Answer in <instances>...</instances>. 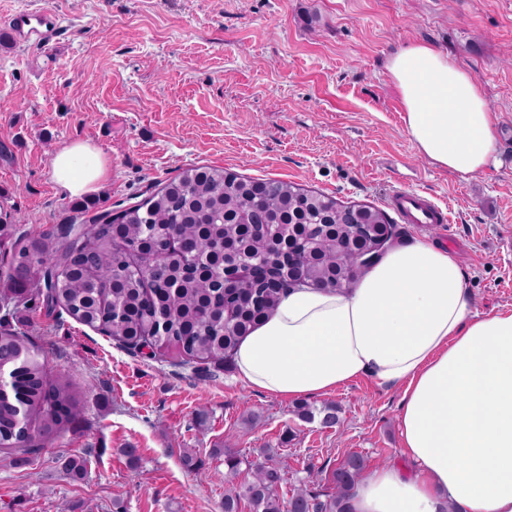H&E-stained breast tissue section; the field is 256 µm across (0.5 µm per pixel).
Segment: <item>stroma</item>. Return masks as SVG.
<instances>
[{"label":"stroma","mask_w":512,"mask_h":512,"mask_svg":"<svg viewBox=\"0 0 512 512\" xmlns=\"http://www.w3.org/2000/svg\"><path fill=\"white\" fill-rule=\"evenodd\" d=\"M53 9L49 46L14 41L6 19ZM448 52L480 82L500 157L463 178L420 158L387 59L412 42ZM101 151L102 209L143 202L195 165L295 183L388 210L393 191L452 206L447 224L397 220L401 238L456 258L479 313L512 310V0H0V204L22 231L45 230L76 201L52 181L63 145ZM34 329L52 371L87 397L80 420L19 465L0 452V512H223L220 449L277 454L288 491L360 454L366 469L407 460L402 393L361 379L305 401L235 382L233 359L156 358L45 308L8 319ZM339 410L340 426L300 419ZM137 448L130 462L123 450ZM194 466L186 468L184 455ZM87 460L73 481L66 457Z\"/></svg>","instance_id":"obj_1"}]
</instances>
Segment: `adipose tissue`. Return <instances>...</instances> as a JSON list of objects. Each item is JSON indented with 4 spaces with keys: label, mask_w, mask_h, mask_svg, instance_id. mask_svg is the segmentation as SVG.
Here are the masks:
<instances>
[{
    "label": "adipose tissue",
    "mask_w": 512,
    "mask_h": 512,
    "mask_svg": "<svg viewBox=\"0 0 512 512\" xmlns=\"http://www.w3.org/2000/svg\"><path fill=\"white\" fill-rule=\"evenodd\" d=\"M386 68L421 157L463 177L495 160V122L473 75L425 42L407 44ZM51 165L72 198L110 177L86 142L62 147ZM234 359L237 381L285 400L362 378L401 391L411 465L364 473L351 512H512V311L478 313L439 243L391 246L342 293L291 289Z\"/></svg>",
    "instance_id": "adipose-tissue-1"
}]
</instances>
